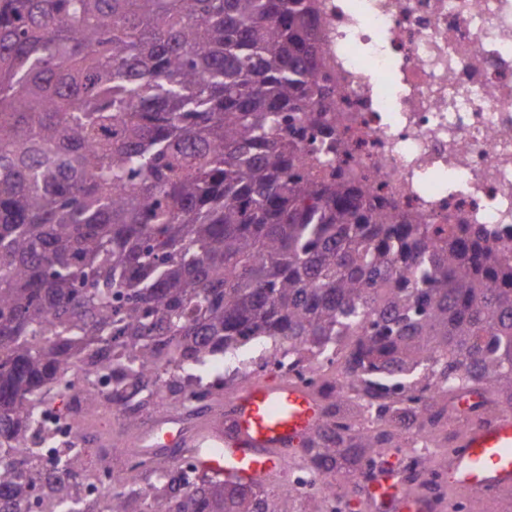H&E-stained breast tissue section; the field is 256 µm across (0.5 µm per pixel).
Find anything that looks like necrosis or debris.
<instances>
[{"instance_id": "obj_1", "label": "necrosis or debris", "mask_w": 512, "mask_h": 512, "mask_svg": "<svg viewBox=\"0 0 512 512\" xmlns=\"http://www.w3.org/2000/svg\"><path fill=\"white\" fill-rule=\"evenodd\" d=\"M327 113L390 213L476 224L512 264V0H314Z\"/></svg>"}]
</instances>
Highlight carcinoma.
Wrapping results in <instances>:
<instances>
[{"label":"carcinoma","mask_w":512,"mask_h":512,"mask_svg":"<svg viewBox=\"0 0 512 512\" xmlns=\"http://www.w3.org/2000/svg\"><path fill=\"white\" fill-rule=\"evenodd\" d=\"M322 67L313 0H0V512H281L190 455L43 465L36 418L84 370L133 435L161 400L213 406L197 371L253 341L338 364L287 467L308 512H348L461 394L512 408V267L324 164ZM403 469L444 498L430 455Z\"/></svg>","instance_id":"1"}]
</instances>
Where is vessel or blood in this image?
I'll return each instance as SVG.
<instances>
[{"mask_svg": "<svg viewBox=\"0 0 512 512\" xmlns=\"http://www.w3.org/2000/svg\"><path fill=\"white\" fill-rule=\"evenodd\" d=\"M322 408L304 387L286 379H264L241 387L225 418L205 420L193 431L154 430L156 447L192 448L197 467L228 481L251 483L281 471L288 447L320 423ZM450 468L453 488L485 495L512 487V414H491L461 433ZM376 497L392 512H430L432 505L404 495L395 471H387Z\"/></svg>", "mask_w": 512, "mask_h": 512, "instance_id": "obj_1", "label": "vessel or blood"}]
</instances>
